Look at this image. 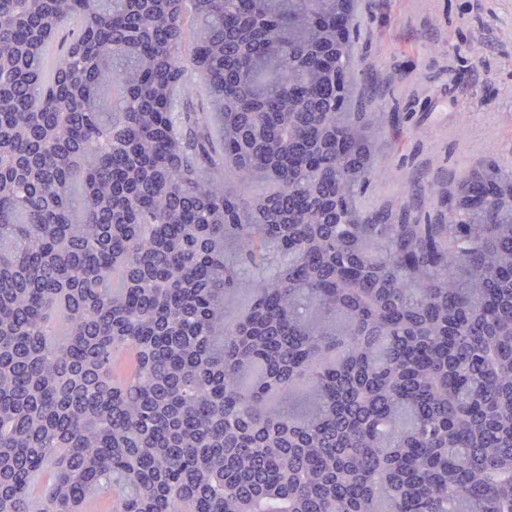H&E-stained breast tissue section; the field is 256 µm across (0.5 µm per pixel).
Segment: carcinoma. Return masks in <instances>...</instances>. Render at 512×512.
I'll return each mask as SVG.
<instances>
[{"mask_svg": "<svg viewBox=\"0 0 512 512\" xmlns=\"http://www.w3.org/2000/svg\"><path fill=\"white\" fill-rule=\"evenodd\" d=\"M354 26L0 0V512H512V159L365 209Z\"/></svg>", "mask_w": 512, "mask_h": 512, "instance_id": "obj_1", "label": "carcinoma"}]
</instances>
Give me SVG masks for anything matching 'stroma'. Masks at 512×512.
Returning a JSON list of instances; mask_svg holds the SVG:
<instances>
[{
	"label": "stroma",
	"instance_id": "obj_1",
	"mask_svg": "<svg viewBox=\"0 0 512 512\" xmlns=\"http://www.w3.org/2000/svg\"><path fill=\"white\" fill-rule=\"evenodd\" d=\"M354 74L368 111L399 114L375 146L385 170L363 205L406 192L426 210L436 183L512 150V0H357Z\"/></svg>",
	"mask_w": 512,
	"mask_h": 512
}]
</instances>
